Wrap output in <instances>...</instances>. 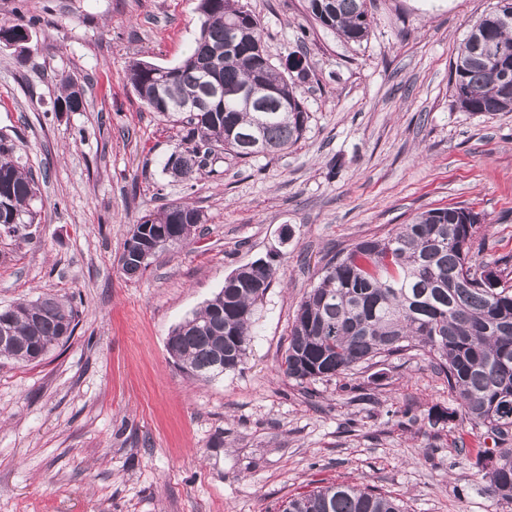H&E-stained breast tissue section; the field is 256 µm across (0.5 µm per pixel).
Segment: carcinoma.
<instances>
[{"label": "carcinoma", "instance_id": "1", "mask_svg": "<svg viewBox=\"0 0 512 512\" xmlns=\"http://www.w3.org/2000/svg\"><path fill=\"white\" fill-rule=\"evenodd\" d=\"M200 35L192 53L174 66L133 61L128 80L151 112L181 124L179 142L163 171L181 166L192 181L208 158L222 150L239 159L243 139L257 136L264 154L297 144L311 115L296 92V71L274 65L266 53L259 20L240 0H198ZM309 15L346 41L360 43L370 32L366 0H307ZM246 26L235 36L231 24ZM213 61L206 72L207 61ZM456 106L463 112H512L502 97L512 84V0H497L464 39L452 65ZM224 99H209L211 84ZM247 90L262 111L242 109L234 94ZM57 112L83 107V88L62 79ZM195 102L194 109L184 107ZM39 185L15 145L0 138V224L15 222L14 238H26L37 223ZM199 209L170 204L140 218L138 224L165 230L178 245L198 229ZM462 207L432 208L416 214L384 237H364L330 257L316 284L298 306L282 358V373L300 383L329 380L362 364L377 363L409 349L427 356L444 376L456 408L433 409L434 427L457 415L474 429H485L505 443L512 439V285L499 261L473 263L482 249V225L465 223ZM274 259L239 267L224 287L168 336L167 350L179 368L210 379L243 364L254 307L270 288ZM79 311L69 302L42 297L0 309V356L39 362V352L66 343L78 325ZM224 359V369L217 361ZM476 466L490 493L512 502V448L478 451ZM281 512H407L401 501L367 486L333 483L290 497Z\"/></svg>", "mask_w": 512, "mask_h": 512}]
</instances>
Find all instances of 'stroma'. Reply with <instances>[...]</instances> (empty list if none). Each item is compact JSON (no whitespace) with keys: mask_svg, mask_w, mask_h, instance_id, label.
Wrapping results in <instances>:
<instances>
[{"mask_svg":"<svg viewBox=\"0 0 512 512\" xmlns=\"http://www.w3.org/2000/svg\"><path fill=\"white\" fill-rule=\"evenodd\" d=\"M275 63L304 54L303 138L275 157L218 154L193 182L163 165L179 127L127 77L193 49L197 0H0V24L34 22L27 51L0 45V134L39 182L30 239L0 236V308L73 303L72 339L26 364L0 357V512H278L336 482L409 512H512L476 452L497 442L455 417L448 385L411 351L316 383L279 366L322 259L432 208L483 214L481 260L512 261V112L459 111L450 71L496 0H367V41L316 23L306 0H242ZM84 106L57 112L61 80ZM187 203L207 217L139 275L119 259L145 215ZM290 238H283V228ZM277 254L244 364L183 373L166 342L240 266Z\"/></svg>","mask_w":512,"mask_h":512,"instance_id":"stroma-1","label":"stroma"}]
</instances>
